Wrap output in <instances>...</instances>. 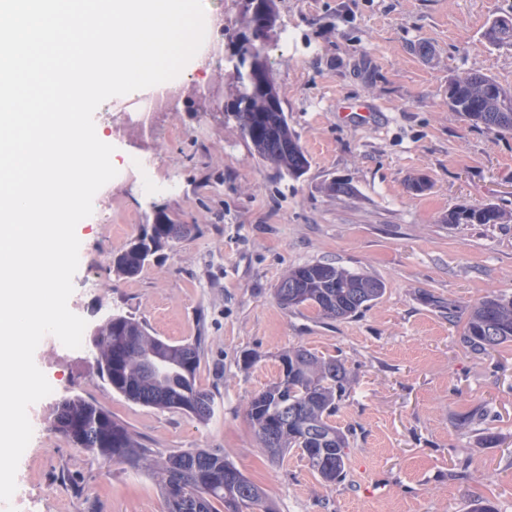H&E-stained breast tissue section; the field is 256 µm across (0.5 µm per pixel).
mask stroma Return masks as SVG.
I'll return each instance as SVG.
<instances>
[{
  "label": "stroma",
  "mask_w": 512,
  "mask_h": 512,
  "mask_svg": "<svg viewBox=\"0 0 512 512\" xmlns=\"http://www.w3.org/2000/svg\"><path fill=\"white\" fill-rule=\"evenodd\" d=\"M269 55L290 130L310 165L294 180L261 161L235 122L203 113L197 90L234 95L224 64L185 71L180 104L149 149L154 186L128 176L78 224L68 306L95 329L112 312L173 344L199 342L197 386L214 414L126 399L100 379L91 344L34 360L53 385L39 401L17 470L29 512H166L154 461L95 458L55 431L78 395L110 411L156 455L218 450L266 492L265 512H470L477 497L512 512V343L485 354L462 341L448 306L512 297V221L446 224L465 203L512 212V134L448 110V74L477 71L512 87V48L484 37L512 0H276ZM424 176L429 190H410ZM344 181L348 193L328 186ZM189 225L135 277L111 260L152 203ZM331 262L385 285L356 317L324 321L279 305L292 267ZM302 347L341 359L353 378L335 422L347 475L326 485L297 453L270 460L246 417ZM498 437L486 445V433Z\"/></svg>",
  "instance_id": "1"
}]
</instances>
